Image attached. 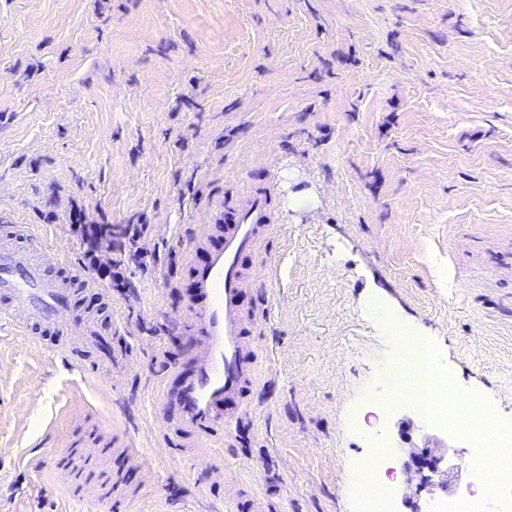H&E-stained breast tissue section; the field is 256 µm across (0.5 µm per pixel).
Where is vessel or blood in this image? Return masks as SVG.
<instances>
[{"mask_svg": "<svg viewBox=\"0 0 512 512\" xmlns=\"http://www.w3.org/2000/svg\"><path fill=\"white\" fill-rule=\"evenodd\" d=\"M276 228L270 195L257 193L238 206L226 207L219 245H210L205 232L191 240L195 247L207 245L208 255L192 270L188 313L194 370L182 380L175 398V429L160 434L167 448L181 447L186 440L207 442L239 427L243 406L258 380L253 360L256 316L242 303L251 282L245 260ZM55 259L34 225L14 224L0 235V321L30 339L51 329L98 349L101 339L87 317L73 312L69 288L45 273Z\"/></svg>", "mask_w": 512, "mask_h": 512, "instance_id": "obj_1", "label": "vessel or blood"}]
</instances>
